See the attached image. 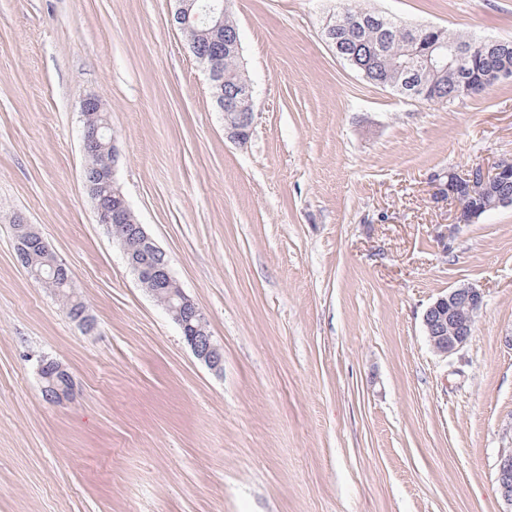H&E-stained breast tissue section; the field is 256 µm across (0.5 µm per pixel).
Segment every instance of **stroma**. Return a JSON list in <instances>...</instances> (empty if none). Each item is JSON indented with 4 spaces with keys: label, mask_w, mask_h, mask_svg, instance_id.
Masks as SVG:
<instances>
[{
    "label": "stroma",
    "mask_w": 512,
    "mask_h": 512,
    "mask_svg": "<svg viewBox=\"0 0 512 512\" xmlns=\"http://www.w3.org/2000/svg\"><path fill=\"white\" fill-rule=\"evenodd\" d=\"M512 38V0H355ZM174 0H0V512H505L512 207L438 234L448 170L512 157V76L436 105L370 84L325 36L339 0H230L254 131L226 139ZM223 352L193 355L97 224L80 105ZM23 217L95 320L15 253ZM470 284L468 344L426 308ZM71 375L45 399L37 360ZM481 306L482 293L469 284L452 288L430 304L423 326L434 352L448 357L460 351L472 336ZM38 370L42 379L49 378L48 373L51 372L53 374H57L58 376H63L67 380L65 387L59 388L53 385H49L43 388L45 396L48 400L53 402H60L64 399H69L72 396L73 382L71 376L60 362L53 359L48 361L46 358L40 359ZM497 482L501 495L512 511V450L501 454L497 469Z\"/></svg>",
    "instance_id": "1"
}]
</instances>
